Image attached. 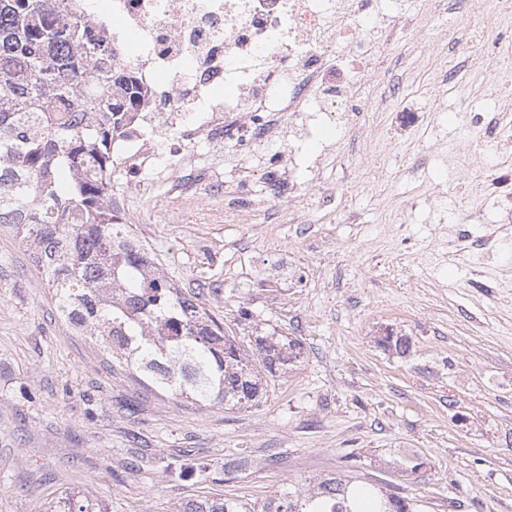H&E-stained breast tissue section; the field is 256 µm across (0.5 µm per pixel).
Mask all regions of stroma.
I'll return each mask as SVG.
<instances>
[{"label": "stroma", "instance_id": "obj_1", "mask_svg": "<svg viewBox=\"0 0 512 512\" xmlns=\"http://www.w3.org/2000/svg\"><path fill=\"white\" fill-rule=\"evenodd\" d=\"M403 102H432L414 139L390 138L373 168L328 166L318 182L359 215L293 224H225L204 210L157 216L161 189L133 195L132 225L163 274L197 297L242 346L298 339V369L252 408L201 407L147 388L57 313L28 246L0 229V512H46L79 489L107 512H180L220 494L263 503L288 485L347 474L385 482L421 512H512V274L480 277L448 249L422 179L403 173L419 142H459L480 96H435L403 74ZM408 336L407 351L379 336ZM276 461H268L269 451ZM188 452L205 474L173 478L162 458ZM424 455L409 476L398 461ZM243 457L232 481L224 463Z\"/></svg>", "mask_w": 512, "mask_h": 512}]
</instances>
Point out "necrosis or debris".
Masks as SVG:
<instances>
[{
  "label": "necrosis or debris",
  "instance_id": "obj_1",
  "mask_svg": "<svg viewBox=\"0 0 512 512\" xmlns=\"http://www.w3.org/2000/svg\"><path fill=\"white\" fill-rule=\"evenodd\" d=\"M112 44L141 95L112 142V169L133 189L153 176L168 184L167 223L206 207L219 221L308 224L313 209L335 210V189L300 180V147L317 129L362 134L375 113L409 132L420 112L399 107L401 83L385 48L434 40L461 16L494 31L491 42L449 49L427 62L435 92L470 93L484 71L493 110L465 113L464 145L426 147L411 169L439 159L458 184L483 193L495 231L476 238L450 226L459 251L512 248V0H65ZM237 174L233 189L214 181Z\"/></svg>",
  "mask_w": 512,
  "mask_h": 512
}]
</instances>
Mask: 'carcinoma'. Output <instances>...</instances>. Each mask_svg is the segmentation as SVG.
<instances>
[{
	"instance_id": "1",
	"label": "carcinoma",
	"mask_w": 512,
	"mask_h": 512,
	"mask_svg": "<svg viewBox=\"0 0 512 512\" xmlns=\"http://www.w3.org/2000/svg\"><path fill=\"white\" fill-rule=\"evenodd\" d=\"M104 40L57 0H0V225L31 249L60 315L103 340L143 383L202 407L260 404L275 379L294 371L301 343L257 336L251 353L196 299L138 250L114 246L112 139L138 98ZM170 476L203 462L160 460ZM419 512L414 500L377 485L329 476L293 484L261 507L206 497L181 512ZM49 512H102L82 492Z\"/></svg>"
}]
</instances>
